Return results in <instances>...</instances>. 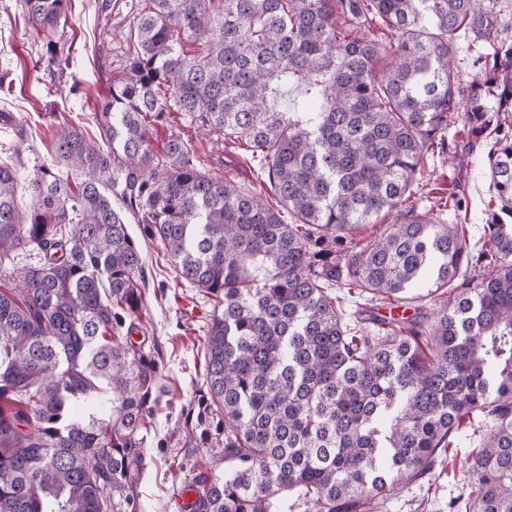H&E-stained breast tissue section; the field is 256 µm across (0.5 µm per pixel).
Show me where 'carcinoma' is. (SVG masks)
Returning a JSON list of instances; mask_svg holds the SVG:
<instances>
[{
	"instance_id": "obj_1",
	"label": "carcinoma",
	"mask_w": 512,
	"mask_h": 512,
	"mask_svg": "<svg viewBox=\"0 0 512 512\" xmlns=\"http://www.w3.org/2000/svg\"><path fill=\"white\" fill-rule=\"evenodd\" d=\"M47 69L68 64L72 0H15ZM379 23L395 35L383 44ZM490 50L462 83L456 35ZM100 139L62 124L16 200L0 161V512H139L165 359L134 340L145 283L125 215L213 301L205 378L181 409L189 512H377L435 475L462 421L489 423L448 512H512V34L498 0H143ZM182 112L261 159L280 207L202 170L151 129ZM463 113L494 135L502 203L472 257L465 225L408 204ZM120 201L116 209L112 199ZM394 223L347 237L379 214ZM289 215L287 222L284 215ZM35 250V266L9 269ZM423 277L431 312L344 322V297L394 305ZM214 448L210 459H195Z\"/></svg>"
}]
</instances>
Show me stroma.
Masks as SVG:
<instances>
[{
	"instance_id": "stroma-1",
	"label": "stroma",
	"mask_w": 512,
	"mask_h": 512,
	"mask_svg": "<svg viewBox=\"0 0 512 512\" xmlns=\"http://www.w3.org/2000/svg\"><path fill=\"white\" fill-rule=\"evenodd\" d=\"M11 0H0V156L18 154L19 179L27 181L40 166H56L53 136L56 114H65L90 136H98L96 114L107 96L112 74L120 72L129 50V28L141 0H74L75 8L64 36L72 45L69 67L50 71L35 67L41 45L27 34L23 21L9 11ZM23 125L25 142H18L15 125ZM189 140L206 169L257 193L268 186L259 164L245 149L191 126L177 112L152 129L151 145L162 151L170 136ZM487 148L477 145L469 163L451 164L447 155H428L421 185L412 188L410 202L418 212L452 224L449 198L467 207L466 230L472 252H479L490 213L501 203L490 188ZM146 286L140 326L155 338L166 361L164 407L157 415L147 443L148 466L139 482L141 512H181L179 492L190 480L181 461L185 451L177 419L181 407L203 383V341L212 309L202 293L177 279L163 248L140 244ZM485 426L463 421L449 448L441 473L432 479L405 484L383 512H448V501L462 491L471 475L467 459L482 441Z\"/></svg>"
}]
</instances>
